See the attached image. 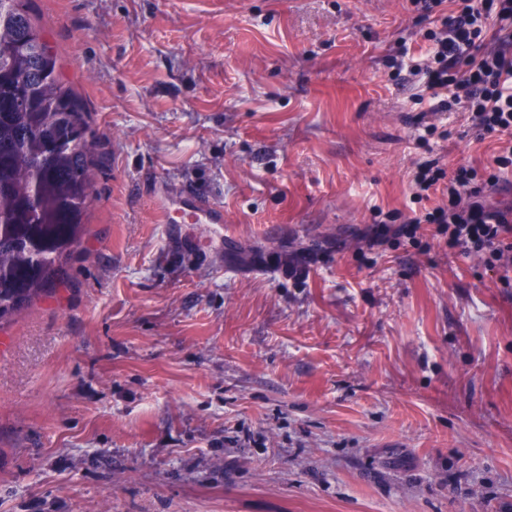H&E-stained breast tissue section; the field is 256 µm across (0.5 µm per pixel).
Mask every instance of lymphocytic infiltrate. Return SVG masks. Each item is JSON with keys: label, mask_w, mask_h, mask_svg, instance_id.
I'll use <instances>...</instances> for the list:
<instances>
[{"label": "lymphocytic infiltrate", "mask_w": 512, "mask_h": 512, "mask_svg": "<svg viewBox=\"0 0 512 512\" xmlns=\"http://www.w3.org/2000/svg\"><path fill=\"white\" fill-rule=\"evenodd\" d=\"M450 15L437 28L424 32L432 49L424 64L406 65V49L389 55L395 70L410 67L424 76L426 87L441 94L440 110L461 106L471 112L484 135L502 134L506 140L494 158L485 183L495 186L499 170L512 168V0H448ZM474 169L461 167L447 174L436 161L420 164L416 200H424L438 185H445L448 204L402 226L415 236L420 224L436 225L449 248L487 251L493 261L512 262V211L490 206L474 187Z\"/></svg>", "instance_id": "1"}]
</instances>
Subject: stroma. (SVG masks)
<instances>
[{
    "instance_id": "1",
    "label": "stroma",
    "mask_w": 512,
    "mask_h": 512,
    "mask_svg": "<svg viewBox=\"0 0 512 512\" xmlns=\"http://www.w3.org/2000/svg\"><path fill=\"white\" fill-rule=\"evenodd\" d=\"M98 140L64 284L0 322V512H512V266L418 162L497 136L386 59L411 0H27ZM193 190L220 224H164Z\"/></svg>"
}]
</instances>
